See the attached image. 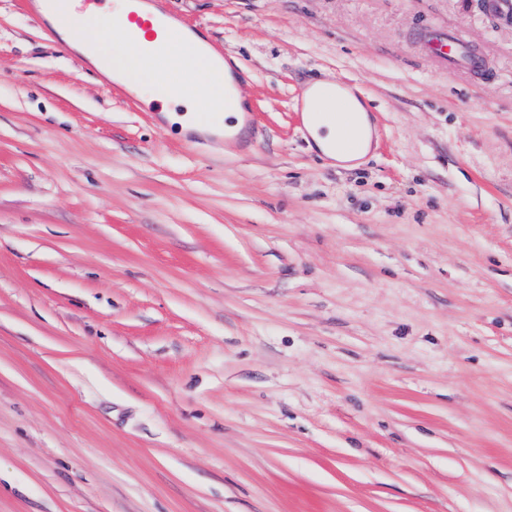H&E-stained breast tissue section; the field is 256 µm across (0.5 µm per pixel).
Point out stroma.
Returning a JSON list of instances; mask_svg holds the SVG:
<instances>
[{"label":"stroma","mask_w":512,"mask_h":512,"mask_svg":"<svg viewBox=\"0 0 512 512\" xmlns=\"http://www.w3.org/2000/svg\"><path fill=\"white\" fill-rule=\"evenodd\" d=\"M162 2L251 144L0 0V512H512V12ZM317 81L362 94L356 167L292 108ZM436 54L448 64L453 65H474L475 62L467 54L465 41L458 36L448 35L446 43H436L434 46Z\"/></svg>","instance_id":"stroma-1"}]
</instances>
